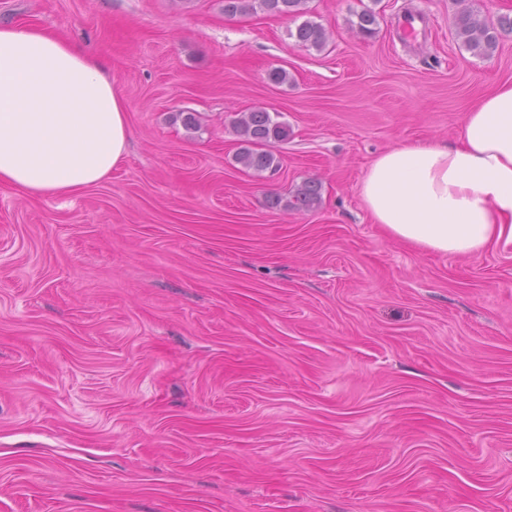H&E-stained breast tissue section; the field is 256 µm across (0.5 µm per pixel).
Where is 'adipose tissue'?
<instances>
[{"label": "adipose tissue", "mask_w": 512, "mask_h": 512, "mask_svg": "<svg viewBox=\"0 0 512 512\" xmlns=\"http://www.w3.org/2000/svg\"><path fill=\"white\" fill-rule=\"evenodd\" d=\"M127 135L102 59L36 24L0 26V184L33 196L98 185ZM359 193L374 223L419 249L468 257L512 242V84L467 113L455 143L379 154Z\"/></svg>", "instance_id": "obj_1"}]
</instances>
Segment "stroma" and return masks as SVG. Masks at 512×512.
<instances>
[{
	"mask_svg": "<svg viewBox=\"0 0 512 512\" xmlns=\"http://www.w3.org/2000/svg\"><path fill=\"white\" fill-rule=\"evenodd\" d=\"M466 2L512 15L308 0L317 51L222 0H0L103 57L130 130L100 185L0 184V512H512V243L422 251L359 194L512 83V37L457 40ZM257 107L288 126L273 175L234 160ZM310 177L316 208L272 205Z\"/></svg>",
	"mask_w": 512,
	"mask_h": 512,
	"instance_id": "35a3bbf8",
	"label": "stroma"
}]
</instances>
